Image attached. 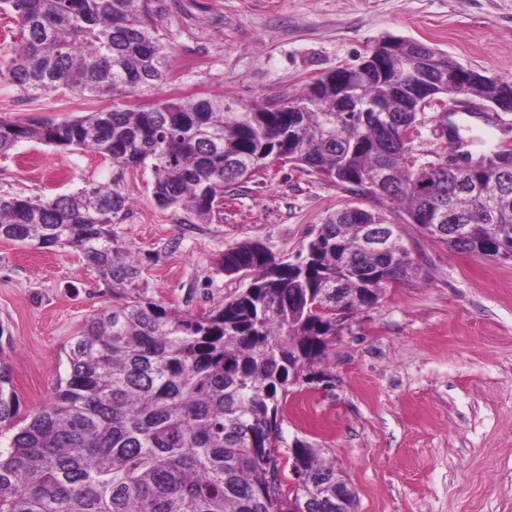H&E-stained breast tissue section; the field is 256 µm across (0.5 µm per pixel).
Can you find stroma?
Returning a JSON list of instances; mask_svg holds the SVG:
<instances>
[{"mask_svg":"<svg viewBox=\"0 0 512 512\" xmlns=\"http://www.w3.org/2000/svg\"><path fill=\"white\" fill-rule=\"evenodd\" d=\"M174 66L158 90L130 98L220 95L267 106L354 64L384 36L437 47L463 66L512 76V0H155ZM459 96L424 110L415 155L438 150V118L455 110L473 159L501 134L458 111ZM94 102L59 89L32 97L0 81V117L72 119ZM111 164L36 140L0 155V193L51 198L106 181ZM152 175H127L135 204L113 232L143 266L145 296L201 315L243 291L224 252L246 241L296 261L330 214L377 203L289 164L225 187L212 223L159 208ZM401 233L414 263L335 337L320 366L326 382L289 388L282 428L322 449L355 492L357 512H512V261L460 253L415 225ZM97 271L68 248L0 240V347L21 415L41 408L66 372L65 352L85 318L111 306Z\"/></svg>","mask_w":512,"mask_h":512,"instance_id":"1","label":"stroma"}]
</instances>
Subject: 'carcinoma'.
I'll return each mask as SVG.
<instances>
[{"label": "carcinoma", "mask_w": 512, "mask_h": 512, "mask_svg": "<svg viewBox=\"0 0 512 512\" xmlns=\"http://www.w3.org/2000/svg\"><path fill=\"white\" fill-rule=\"evenodd\" d=\"M16 22L0 47V81L29 95L64 88L103 106L69 121L0 118V153L36 139L112 162V178L47 199L0 194V239L80 252L112 289V306L89 317L66 351L53 399L19 418L11 368L0 348V512H290L283 497L280 422L291 374L319 365L333 337L413 269L400 227L381 209H342L284 262L244 242L224 253L227 274L247 288L205 314L167 308L140 293L138 260L116 245L112 225L130 212L127 172L150 171L162 209L201 224L219 213L224 187L246 181L272 158L323 176L357 195L390 174L377 200L452 250L512 260V171H459L472 183L499 178L509 196L487 213L483 199L455 191L440 160L413 154L409 131L433 99L456 92L459 64L402 40L441 77L425 96L417 75L375 74L341 95L336 72L274 106L236 110L222 97L127 98L166 80L171 52L153 0H0ZM472 91L512 110V80L471 71ZM402 250L369 252V234ZM305 468L293 490L299 512H336L339 470L321 449L295 438ZM318 495L305 501L307 494Z\"/></svg>", "instance_id": "obj_1"}]
</instances>
